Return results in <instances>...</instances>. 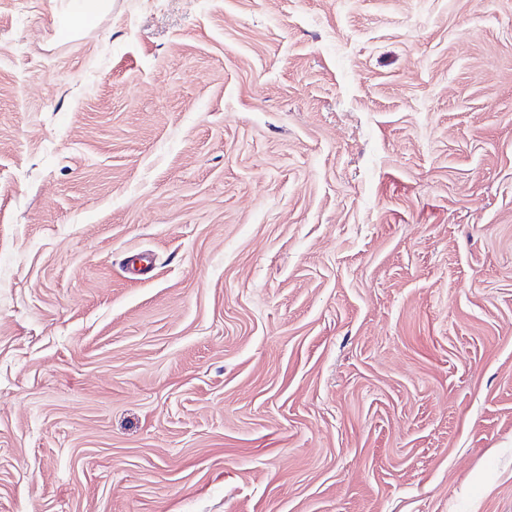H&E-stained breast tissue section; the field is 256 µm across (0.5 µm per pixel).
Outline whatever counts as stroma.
Wrapping results in <instances>:
<instances>
[{
	"instance_id": "1",
	"label": "stroma",
	"mask_w": 512,
	"mask_h": 512,
	"mask_svg": "<svg viewBox=\"0 0 512 512\" xmlns=\"http://www.w3.org/2000/svg\"><path fill=\"white\" fill-rule=\"evenodd\" d=\"M0 512H512V0H0ZM73 21L75 26H80L100 16L107 6V0H73Z\"/></svg>"
}]
</instances>
